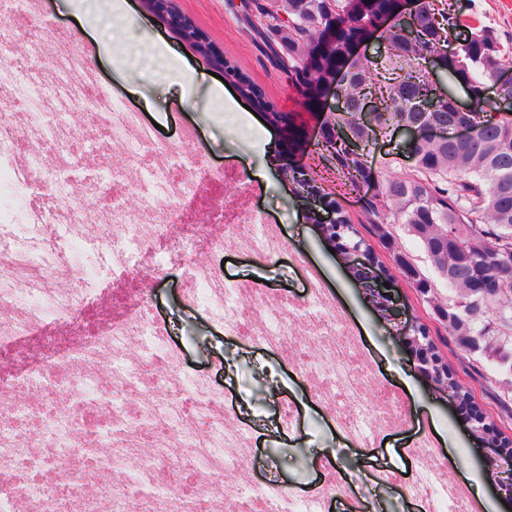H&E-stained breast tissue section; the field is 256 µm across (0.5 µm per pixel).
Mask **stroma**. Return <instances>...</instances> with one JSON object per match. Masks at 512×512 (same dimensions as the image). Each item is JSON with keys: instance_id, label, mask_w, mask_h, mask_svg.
I'll use <instances>...</instances> for the list:
<instances>
[{"instance_id": "1", "label": "stroma", "mask_w": 512, "mask_h": 512, "mask_svg": "<svg viewBox=\"0 0 512 512\" xmlns=\"http://www.w3.org/2000/svg\"><path fill=\"white\" fill-rule=\"evenodd\" d=\"M62 2L40 0L36 19L46 41L85 57L99 82L115 97L140 112L147 122L161 126L163 139L178 142L184 127L194 128L195 148L205 163L206 189L186 207L184 218L191 225H210L213 234L223 236L224 249L216 253L199 247L192 262L220 266L225 287L247 291L257 302L282 297L304 299L314 285L307 273L316 269L320 277L317 285L333 296L337 314L347 320L357 338L359 365L368 372L364 397L374 401L394 396L401 408L374 442L354 443L315 400L317 381L302 371L295 350H275L255 345L245 336L226 335L204 308L186 304V265L173 264L153 274H116L97 251V227L93 224L79 242L70 230L58 231L60 256L74 262L72 278L80 279L87 270L93 273L86 293V318L104 325L124 310L129 299L142 297L170 342L183 350L190 366L206 370L223 382L226 408L236 412L250 429L246 454L255 478H269L281 487L303 493L319 486L327 469H335L345 480L348 495L333 512H351L360 500L369 504L370 512H415L406 493L407 475L414 444L424 434L434 437L443 462H450V451L459 441L464 453L480 468L492 465L511 473L512 460L489 462L488 449L475 440L469 424L459 420V412L447 396L433 390L410 355L405 337L413 322L426 321L445 360L451 367L459 365V350L440 324L430 322L429 306L417 298L400 269L387 258L376 275L392 295L396 311L391 319H380L346 256L339 250L330 251L320 229L304 218L306 201L290 190L285 176L288 167L306 169L350 215L361 237L374 243L365 211L374 185L340 188L333 171L324 167L316 154L319 129L331 117L335 96L325 94L318 108L308 106L302 91L270 65L241 24V0H174L177 12L204 32L217 52L237 62L265 97L292 117L302 133V144L295 152H285L279 129L257 137L251 126L225 112L223 101L208 95V87L216 82L208 64L164 24L156 22L140 0H129L136 24L114 19L119 35L108 57L98 54L89 34ZM451 2L457 11L492 28L504 47L512 50V0ZM161 40L202 74L194 102L183 100L175 76L155 73L150 67V45ZM405 152L403 137L392 138L382 132L372 137L366 148L369 165L383 175L403 169ZM240 205L261 211L277 226L286 241L279 259L244 253L235 247L232 235L224 231L222 211ZM286 403L296 410V423L289 430L281 423ZM430 405L439 411V419L430 420L426 411ZM324 448L335 449V458L320 457ZM382 470L391 472V481L383 487L373 486V477Z\"/></svg>"}]
</instances>
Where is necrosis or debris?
I'll return each mask as SVG.
<instances>
[{
    "label": "necrosis or debris",
    "mask_w": 512,
    "mask_h": 512,
    "mask_svg": "<svg viewBox=\"0 0 512 512\" xmlns=\"http://www.w3.org/2000/svg\"><path fill=\"white\" fill-rule=\"evenodd\" d=\"M35 12L34 0H0V219L20 190L62 189L60 161L79 164L85 149L105 142L122 149L125 165L112 182L133 181L139 206L115 203L95 216L114 269L155 273L187 263L194 303L226 334L270 348L287 347L296 316L314 315L317 338L303 369L326 378L315 398L347 434L373 441L400 403L364 398L354 341L325 292L313 290L301 304L247 308L214 266L190 263L205 230L187 232L182 207L203 189L201 156L186 143L161 140L139 112L118 105L79 56L48 54L38 38L14 54V19ZM81 112L96 114L102 125L73 123ZM224 223L245 225L236 239L240 251L272 258L284 249L258 211L225 213ZM66 275L48 252L0 243V358L22 364L0 370V512H327L329 501L346 491L333 478L305 495L256 479L235 481L248 466L242 450L249 431L225 408L223 388L187 366L145 309L87 331L82 289L45 287ZM32 339L34 355L26 347ZM102 360L108 372H100ZM102 441L108 452L100 451ZM430 445L420 442L409 495L429 512H473L446 481ZM89 471L101 476L92 491L83 481Z\"/></svg>",
    "instance_id": "obj_1"
}]
</instances>
